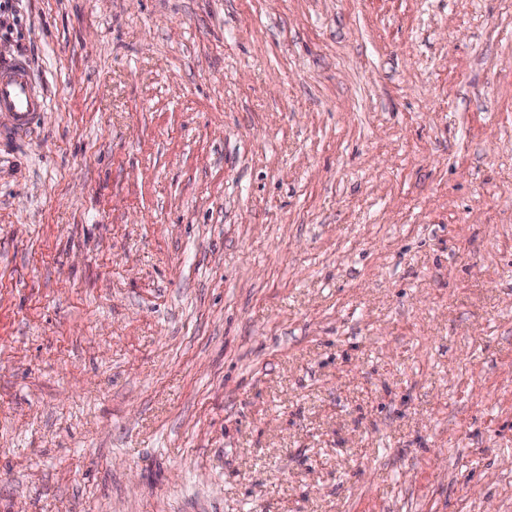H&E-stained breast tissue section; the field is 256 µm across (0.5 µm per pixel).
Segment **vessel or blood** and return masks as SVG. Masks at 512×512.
Segmentation results:
<instances>
[{"mask_svg":"<svg viewBox=\"0 0 512 512\" xmlns=\"http://www.w3.org/2000/svg\"><path fill=\"white\" fill-rule=\"evenodd\" d=\"M45 108V97L27 65L18 60H1L0 126L13 135H25Z\"/></svg>","mask_w":512,"mask_h":512,"instance_id":"obj_1","label":"vessel or blood"}]
</instances>
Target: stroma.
<instances>
[{
    "instance_id": "stroma-1",
    "label": "stroma",
    "mask_w": 512,
    "mask_h": 512,
    "mask_svg": "<svg viewBox=\"0 0 512 512\" xmlns=\"http://www.w3.org/2000/svg\"><path fill=\"white\" fill-rule=\"evenodd\" d=\"M0 512H512V0H8ZM46 108V100L27 65L0 61V124L14 136L26 135Z\"/></svg>"
}]
</instances>
